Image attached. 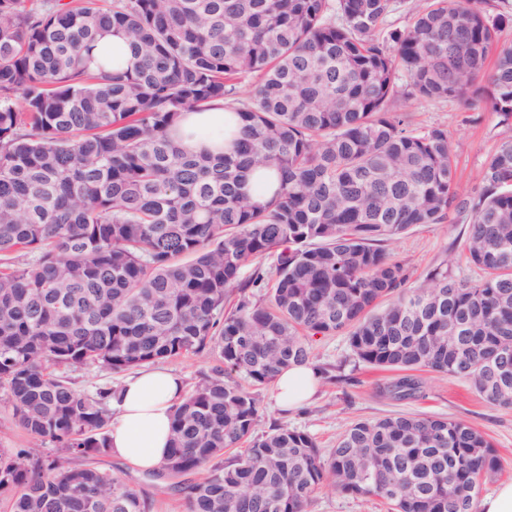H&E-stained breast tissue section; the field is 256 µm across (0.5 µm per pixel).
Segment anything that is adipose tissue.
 I'll list each match as a JSON object with an SVG mask.
<instances>
[{
    "label": "adipose tissue",
    "instance_id": "1",
    "mask_svg": "<svg viewBox=\"0 0 512 512\" xmlns=\"http://www.w3.org/2000/svg\"><path fill=\"white\" fill-rule=\"evenodd\" d=\"M230 108L215 106L188 115L192 129L186 145L196 151L223 152L224 124ZM319 373L309 364L281 371L275 379L277 404L286 410L308 402L319 387ZM180 376L160 368H146L129 375L119 386L112 401L115 416L109 431L114 456L142 470L160 468L168 455L171 414L183 398Z\"/></svg>",
    "mask_w": 512,
    "mask_h": 512
}]
</instances>
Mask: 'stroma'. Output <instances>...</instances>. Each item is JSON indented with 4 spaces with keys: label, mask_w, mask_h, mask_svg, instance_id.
I'll return each mask as SVG.
<instances>
[{
    "label": "stroma",
    "mask_w": 512,
    "mask_h": 512,
    "mask_svg": "<svg viewBox=\"0 0 512 512\" xmlns=\"http://www.w3.org/2000/svg\"><path fill=\"white\" fill-rule=\"evenodd\" d=\"M395 111L408 113L411 127L422 130L431 126L447 129L454 153L457 177L465 188L479 189V173L500 140L511 136L512 129L501 126L486 100L466 106L456 100L421 101L400 99ZM469 232L465 222L418 225L399 239L386 243V250L408 269L409 287H420L428 271L447 264L455 277H475L463 251ZM313 362L323 378L313 401L295 411L284 413L274 404L273 389H260L262 418L260 431L276 426H290L310 433L322 451L336 445L339 434L358 419H378L396 414H424L464 421L481 433L494 447L500 462L498 473L482 487L490 494L499 484L512 482V407L487 404L462 379L421 372L423 398L395 401L382 395L385 383L394 371L367 366L353 356L345 335L316 337L312 344ZM110 472L135 489L150 504L149 512H185L178 489L166 483L149 481L142 471L124 461L107 456ZM308 512H391L381 500L363 501L329 488L314 494Z\"/></svg>",
    "instance_id": "1"
}]
</instances>
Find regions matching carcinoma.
I'll use <instances>...</instances> for the list:
<instances>
[{
  "label": "carcinoma",
  "instance_id": "1",
  "mask_svg": "<svg viewBox=\"0 0 512 512\" xmlns=\"http://www.w3.org/2000/svg\"><path fill=\"white\" fill-rule=\"evenodd\" d=\"M397 3L0 0V388L18 425L59 450L0 455L10 512H146L98 465L115 390L81 392L51 368L189 356L214 365L175 405L171 451L147 473L177 480L187 512H307L325 486L395 512H477L499 460L461 420H358L326 456L303 430L255 435V389L342 331L358 361L401 372L384 387L396 401L423 396L426 370L512 406V359L498 360L512 346V138L473 193L448 130L393 111L404 75L423 100L484 92L511 127L512 48L486 90L475 81L512 11L408 0L410 21L392 27ZM112 29L134 68L91 66ZM219 101L239 118L232 149L184 147L182 116ZM261 170L277 176L264 204L249 191ZM451 219L470 224L482 275L443 263L407 287L380 243Z\"/></svg>",
  "mask_w": 512,
  "mask_h": 512
}]
</instances>
